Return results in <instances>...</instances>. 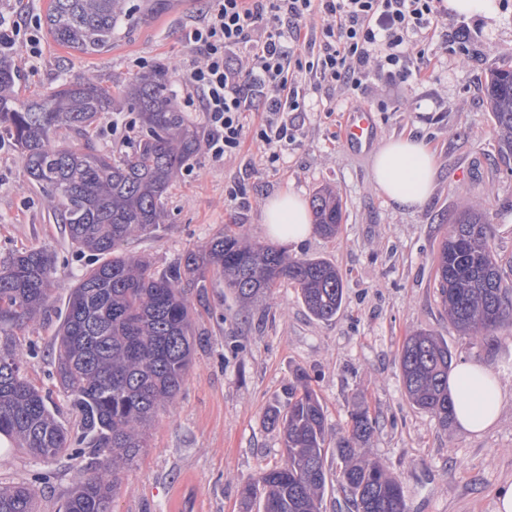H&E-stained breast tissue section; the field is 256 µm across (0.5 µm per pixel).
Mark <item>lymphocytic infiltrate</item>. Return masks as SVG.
<instances>
[{
  "label": "lymphocytic infiltrate",
  "mask_w": 512,
  "mask_h": 512,
  "mask_svg": "<svg viewBox=\"0 0 512 512\" xmlns=\"http://www.w3.org/2000/svg\"><path fill=\"white\" fill-rule=\"evenodd\" d=\"M447 12L444 0H214L186 34L202 58L183 63L182 99L204 112L212 157L250 137L280 163L297 139L290 113L323 89H360L373 74L407 82L426 60L422 32ZM315 13L321 42L305 53L301 33ZM257 100L267 117L249 130L243 114Z\"/></svg>",
  "instance_id": "f902f5d3"
}]
</instances>
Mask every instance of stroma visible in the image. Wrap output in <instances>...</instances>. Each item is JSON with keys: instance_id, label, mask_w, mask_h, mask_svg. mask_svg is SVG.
<instances>
[{"instance_id": "1", "label": "stroma", "mask_w": 512, "mask_h": 512, "mask_svg": "<svg viewBox=\"0 0 512 512\" xmlns=\"http://www.w3.org/2000/svg\"><path fill=\"white\" fill-rule=\"evenodd\" d=\"M209 6V0H172L171 8L98 55L48 38L41 58H28L20 45L7 57L25 96L71 76L122 85L158 66L168 68L178 87L181 64L193 54L185 33ZM496 6L493 17L450 15L429 31L427 70L418 81L373 75L362 93L330 90L333 113H295L297 142L283 163L269 165L265 147L250 139L220 159L200 150L170 188L163 224L125 243L127 253L149 258L161 271L228 224L266 240L267 199L291 190L309 200L330 187L343 208L339 234L312 233L294 254L335 265L344 303L324 321L285 281L270 298L246 307L217 275L189 288L201 344L173 408L159 414L149 448L121 473L112 512H242L243 485L281 463V437L266 424L265 412L285 402L284 388L299 369L310 375L324 406L328 444L346 435L355 406L367 408L375 428L359 452L381 461L400 482L407 512H496L497 491L512 485V327L479 340L460 333L435 284L439 243L466 209L488 213L494 250L512 284V163L497 154L484 93L491 64L512 66V0ZM359 107L374 114L377 140L413 133L434 150L439 179L422 209L390 206L372 184L371 149L340 142L341 120ZM32 247L56 255L59 281L48 316L16 341L33 348L27 373L73 434L77 421L56 382L52 348L69 287L91 257L72 249L45 194L28 181L21 153L1 137L0 256ZM420 330L447 340L454 364L476 363L501 378V415L484 433L441 427L407 398L398 351ZM89 462L67 454L35 459L10 447L0 452V485H34L39 512H59Z\"/></svg>"}]
</instances>
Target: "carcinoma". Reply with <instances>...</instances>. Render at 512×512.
<instances>
[{"instance_id":"cac0c4a2","label":"carcinoma","mask_w":512,"mask_h":512,"mask_svg":"<svg viewBox=\"0 0 512 512\" xmlns=\"http://www.w3.org/2000/svg\"><path fill=\"white\" fill-rule=\"evenodd\" d=\"M168 0H50L48 34L63 47L93 55L139 25ZM498 155L512 161V68L489 70L486 85ZM124 100L137 113L140 134L130 150L100 152L92 133L102 112ZM0 133L23 155L29 181L49 198L70 244L97 257L70 287L64 318L55 334L57 382L80 418L69 439L48 405L49 398L25 375L26 356L15 331L47 312L56 280V257L44 248L0 259V436L38 458H53L76 446L97 459L63 503L64 512H112L122 470L149 447L159 411L170 406L191 368L198 340L185 289L213 271L242 302L267 297L278 282L298 288L308 311L328 321L344 303L336 267L318 258H290L274 246L253 242L241 224H226L202 248L187 252L159 272L142 257L122 250L128 239L163 223L164 199L187 162L200 151V137L186 121L165 68L103 87L76 76L45 95L25 98L15 68L0 59ZM313 221L332 237L342 211L336 195L312 198ZM486 213L468 211L451 225L439 247L436 281L452 323L472 337L512 324V301L492 247ZM405 391L419 409L443 427L453 417L448 342L428 331L409 336L399 351ZM288 400L266 412L281 431L283 462L242 489L246 505L262 512H321L327 483L323 405L305 372L294 373ZM348 434L336 442L343 467L339 487L354 512H406L403 489L378 461L357 459V445L374 429L368 411L350 414ZM0 512H38L36 491L0 486Z\"/></svg>"}]
</instances>
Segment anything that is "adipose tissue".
I'll return each instance as SVG.
<instances>
[{"label":"adipose tissue","mask_w":512,"mask_h":512,"mask_svg":"<svg viewBox=\"0 0 512 512\" xmlns=\"http://www.w3.org/2000/svg\"><path fill=\"white\" fill-rule=\"evenodd\" d=\"M371 178L388 203L402 210L422 208L438 178L436 156L424 138L412 135L384 140L372 155ZM267 234L279 244L298 247L313 232L312 213L293 191L267 200L262 214ZM454 401V421L469 433L493 426L501 413L499 378L482 366L460 364L448 380Z\"/></svg>","instance_id":"ef3b65f1"}]
</instances>
